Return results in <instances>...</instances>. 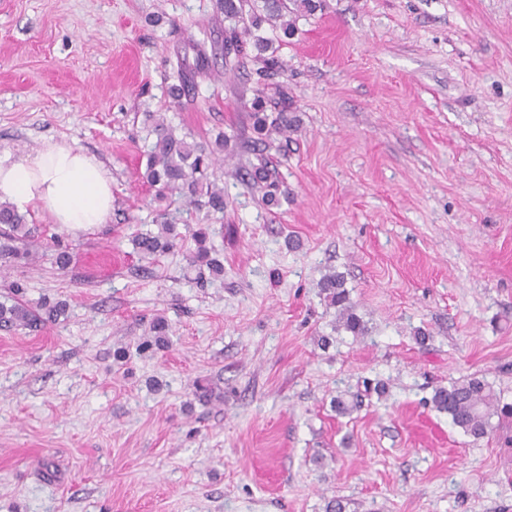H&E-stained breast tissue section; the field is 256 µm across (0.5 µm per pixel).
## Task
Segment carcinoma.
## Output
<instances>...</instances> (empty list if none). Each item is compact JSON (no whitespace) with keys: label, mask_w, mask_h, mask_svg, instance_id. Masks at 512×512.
I'll return each mask as SVG.
<instances>
[{"label":"carcinoma","mask_w":512,"mask_h":512,"mask_svg":"<svg viewBox=\"0 0 512 512\" xmlns=\"http://www.w3.org/2000/svg\"><path fill=\"white\" fill-rule=\"evenodd\" d=\"M224 13V70L234 72L240 68L243 57L253 52V59L260 64L256 74L266 80L283 68L277 56L276 43L292 38L297 33L296 21L322 7L321 0H218ZM248 118L252 136L242 143L237 137L226 134L210 143L189 142L176 137L173 129L161 117L152 116L150 133L154 141L146 150V179L157 188L159 195L176 192L200 207L215 213L224 212V190L206 178L217 153L234 155L235 149H250L254 161L249 163V179L264 188L263 200L268 205L279 202L280 183L269 168L267 152L272 148V134L285 133L294 127L288 115V105L270 111L265 99L257 95L248 105ZM36 227L27 224L23 215L7 205L0 204V268H26L33 263L30 246L37 241ZM180 234L174 224H159L157 231H137L131 242L136 253L145 259L156 260L177 247ZM196 251L189 255V266L200 269L198 279H203L201 269L214 276L224 273V266L211 257L206 246L207 232L199 228L192 232ZM26 285L23 280L9 284L5 301L0 302V329L24 328L35 330L65 314L66 304H49L44 301L29 303L22 300ZM321 292L329 305L336 307L338 326L360 338L365 333L362 320L354 312L349 293L338 276L329 275L320 283ZM432 406L445 412L453 426L475 439L493 431L492 418L512 416V405L501 399L482 378L470 376L438 388L431 397Z\"/></svg>","instance_id":"obj_1"}]
</instances>
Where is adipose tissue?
<instances>
[{
    "label": "adipose tissue",
    "instance_id": "adipose-tissue-1",
    "mask_svg": "<svg viewBox=\"0 0 512 512\" xmlns=\"http://www.w3.org/2000/svg\"><path fill=\"white\" fill-rule=\"evenodd\" d=\"M0 201L48 213L59 229L91 232L110 219L112 181L96 156L50 138L34 156L0 159Z\"/></svg>",
    "mask_w": 512,
    "mask_h": 512
}]
</instances>
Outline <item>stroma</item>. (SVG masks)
I'll return each instance as SVG.
<instances>
[{"mask_svg":"<svg viewBox=\"0 0 512 512\" xmlns=\"http://www.w3.org/2000/svg\"><path fill=\"white\" fill-rule=\"evenodd\" d=\"M297 27L261 83L251 61L225 72L217 0H0V157L64 140L113 192L92 232L26 212L67 269L0 272L68 305L0 330V512H512V420L475 439L430 403L474 375L512 403V0H325ZM283 91L299 125L271 153L279 206L244 153L208 172L224 212L157 197L147 113L246 137L251 99ZM166 223L208 227L223 278L197 283L189 238L141 259L131 234ZM99 251L109 274L83 263ZM332 273L361 338L319 293ZM159 316L167 348L138 355Z\"/></svg>","mask_w":512,"mask_h":512,"instance_id":"35a3bbf8","label":"stroma"}]
</instances>
